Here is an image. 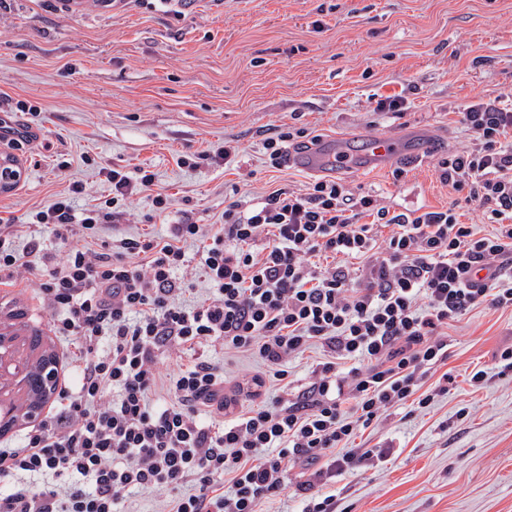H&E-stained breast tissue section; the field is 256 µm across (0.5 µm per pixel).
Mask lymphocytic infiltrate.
Returning <instances> with one entry per match:
<instances>
[{"mask_svg": "<svg viewBox=\"0 0 512 512\" xmlns=\"http://www.w3.org/2000/svg\"><path fill=\"white\" fill-rule=\"evenodd\" d=\"M459 115L469 144L443 159L440 178L481 209L491 234L455 209L393 214L327 179L257 199L233 191L219 223L184 210L163 237L114 231L134 197L158 217L172 206L145 168L109 170L111 197L83 212L75 182L38 211L0 217V284L35 281L76 373L55 412L0 451V512H128L135 490L154 496L156 512H263L290 487L301 512H336L320 486L386 455L353 447L358 432L448 393L449 320L482 304L512 308V95ZM41 228L60 253L44 250ZM329 255L341 264L322 266ZM200 278L208 294L186 303ZM216 345L259 359L251 381L277 385V396L229 413L224 371L204 354L164 376L174 354ZM316 346L323 356L294 391L288 366ZM23 474L43 477L41 488Z\"/></svg>", "mask_w": 512, "mask_h": 512, "instance_id": "lymphocytic-infiltrate-1", "label": "lymphocytic infiltrate"}]
</instances>
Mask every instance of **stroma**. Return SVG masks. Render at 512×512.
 Listing matches in <instances>:
<instances>
[{
    "label": "stroma",
    "instance_id": "35a3bbf8",
    "mask_svg": "<svg viewBox=\"0 0 512 512\" xmlns=\"http://www.w3.org/2000/svg\"><path fill=\"white\" fill-rule=\"evenodd\" d=\"M510 91L512 0H194L180 13L170 0H0V114L42 143L12 150L22 176L0 191V214L37 210L74 182L81 210L108 196L106 170L147 166L173 209L155 218L135 198L124 232L165 235L183 210L211 224L232 186L262 196L313 182L264 163V138L285 124L334 141L432 136L437 149L417 164L341 180L395 213L455 208L487 234L492 225L441 181L439 163L469 143L459 108ZM393 94L406 110L376 111ZM226 139L238 146L232 165H178ZM17 302L29 326L50 333L34 283L0 284V316ZM447 334L454 388L358 434L355 447L388 458L326 485L336 512H512V371L499 373L495 359L512 346V308L474 307ZM478 370L488 373L479 388L468 381Z\"/></svg>",
    "mask_w": 512,
    "mask_h": 512
}]
</instances>
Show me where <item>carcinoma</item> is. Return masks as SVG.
I'll return each mask as SVG.
<instances>
[{"mask_svg":"<svg viewBox=\"0 0 512 512\" xmlns=\"http://www.w3.org/2000/svg\"><path fill=\"white\" fill-rule=\"evenodd\" d=\"M19 317L18 313L10 314L8 320L3 322V328L8 333L0 334V339L11 343L12 355L23 362L25 370V384L22 387L14 380V372L0 376V397H4V401L13 411L10 418L12 422L26 418L32 408L39 407L48 400L38 378L44 364L53 358L52 348L43 333L18 322Z\"/></svg>","mask_w":512,"mask_h":512,"instance_id":"cac0c4a2","label":"carcinoma"}]
</instances>
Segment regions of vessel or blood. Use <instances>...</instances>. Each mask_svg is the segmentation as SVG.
Returning a JSON list of instances; mask_svg holds the SVG:
<instances>
[{"instance_id":"vessel-or-blood-1","label":"vessel or blood","mask_w":512,"mask_h":512,"mask_svg":"<svg viewBox=\"0 0 512 512\" xmlns=\"http://www.w3.org/2000/svg\"><path fill=\"white\" fill-rule=\"evenodd\" d=\"M434 147L432 140L415 139L406 132L388 137L360 135L351 147L319 140L306 148L290 150L288 161L309 173L334 175L348 169L378 170L395 159L412 162Z\"/></svg>"}]
</instances>
